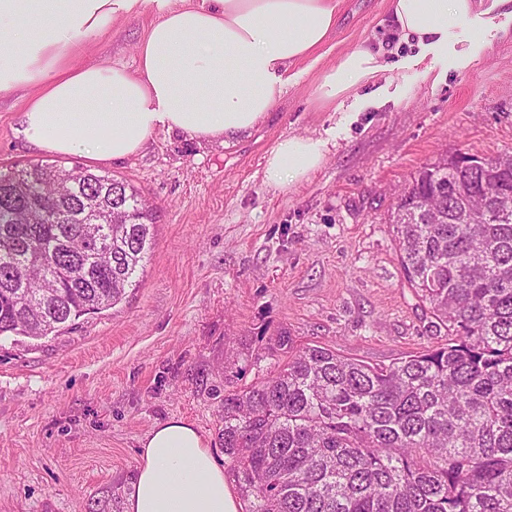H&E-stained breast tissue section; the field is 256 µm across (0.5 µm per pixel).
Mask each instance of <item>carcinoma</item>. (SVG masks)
I'll return each mask as SVG.
<instances>
[{"mask_svg":"<svg viewBox=\"0 0 512 512\" xmlns=\"http://www.w3.org/2000/svg\"><path fill=\"white\" fill-rule=\"evenodd\" d=\"M407 282L448 344L387 366L282 332L278 370L224 396L249 512H512V153L442 155L391 212ZM153 214L109 176L0 171V336L41 338L120 301Z\"/></svg>","mask_w":512,"mask_h":512,"instance_id":"cac0c4a2","label":"carcinoma"}]
</instances>
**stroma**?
<instances>
[{
  "instance_id": "35a3bbf8",
  "label": "stroma",
  "mask_w": 512,
  "mask_h": 512,
  "mask_svg": "<svg viewBox=\"0 0 512 512\" xmlns=\"http://www.w3.org/2000/svg\"><path fill=\"white\" fill-rule=\"evenodd\" d=\"M154 15L89 36L85 63L133 64ZM390 0H345L334 33L288 71L276 110L224 144L157 130L100 165L48 156L17 133L24 93L0 99V168L51 162L127 181L152 204L155 238L137 287L98 314L32 339L0 337V512H124L141 443L180 418L223 459L224 396L277 371L270 337L384 366L444 346L398 260L391 208L439 154L512 151V18L467 66L384 73V106L343 115L318 102L319 74L361 43L412 53L391 32ZM327 143L324 164L275 189L265 158L281 139ZM261 358L239 359L242 347Z\"/></svg>"
}]
</instances>
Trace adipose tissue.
<instances>
[{
  "label": "adipose tissue",
  "mask_w": 512,
  "mask_h": 512,
  "mask_svg": "<svg viewBox=\"0 0 512 512\" xmlns=\"http://www.w3.org/2000/svg\"><path fill=\"white\" fill-rule=\"evenodd\" d=\"M343 0H0V97L27 93L19 131L37 152L97 162L140 152L157 130L212 142L250 133L275 110L288 71L335 31ZM402 42L434 61L466 66L449 43L459 30L482 35L512 0H391ZM156 15L136 46L137 66L82 64L90 35L120 18ZM387 68L361 45L324 71L316 99L336 102ZM327 143L280 139L265 181L285 189L323 164ZM224 469L204 436L180 419L141 443L125 512H238Z\"/></svg>",
  "instance_id": "adipose-tissue-1"
}]
</instances>
